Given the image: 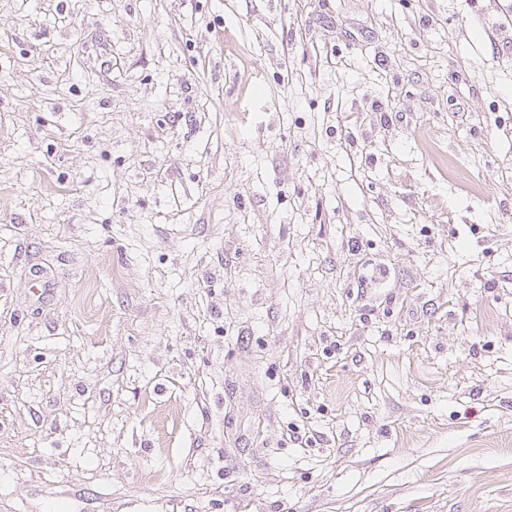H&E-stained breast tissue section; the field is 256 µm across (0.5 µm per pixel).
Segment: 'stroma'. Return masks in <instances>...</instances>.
<instances>
[{
    "label": "stroma",
    "mask_w": 512,
    "mask_h": 512,
    "mask_svg": "<svg viewBox=\"0 0 512 512\" xmlns=\"http://www.w3.org/2000/svg\"><path fill=\"white\" fill-rule=\"evenodd\" d=\"M0 512H512V0H0Z\"/></svg>",
    "instance_id": "1"
}]
</instances>
